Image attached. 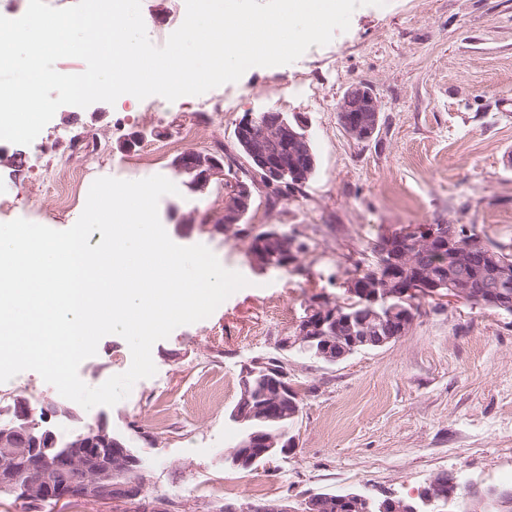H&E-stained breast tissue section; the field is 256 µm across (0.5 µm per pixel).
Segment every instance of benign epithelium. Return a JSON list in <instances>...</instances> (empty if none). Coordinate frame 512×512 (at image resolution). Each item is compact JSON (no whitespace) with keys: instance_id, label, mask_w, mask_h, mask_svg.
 <instances>
[{"instance_id":"7a95c632","label":"benign epithelium","mask_w":512,"mask_h":512,"mask_svg":"<svg viewBox=\"0 0 512 512\" xmlns=\"http://www.w3.org/2000/svg\"><path fill=\"white\" fill-rule=\"evenodd\" d=\"M337 117L345 132L352 138L364 139L372 134L378 123L380 105L372 91L362 84L351 86L336 107ZM236 136L247 148L251 162L261 170L265 183L274 185L288 175V163L281 153L290 149L294 154L306 157L310 154L307 125L298 119L288 120L283 114L274 120L262 121L254 113L244 115L236 125ZM173 167L189 177L188 187L193 192L205 191L213 179L224 178V188L233 199L232 205L225 208L222 224L218 229L228 232L244 217L250 207L252 188L250 184L224 176V165L209 153L186 151L172 162ZM435 244L448 250L453 258L462 252L475 249L476 243L456 240L453 227L448 224H419L414 226L404 239L384 243L381 248L383 258L381 280L389 284L401 279L402 270L412 265L413 247ZM288 248V236L274 229L263 237L249 253L250 264L259 271L271 267V260L277 249ZM438 296L455 301L473 304L480 300L471 297L465 289L464 281L439 283L431 277L417 273L403 281L400 297L411 301L417 297ZM395 297L390 289L376 285L370 293L359 301L367 320L382 318L380 310L388 306L389 299ZM336 319V310L331 304L320 303L312 306L302 319V328L295 336H285L279 343V349L291 352L304 344L311 331H322L324 326ZM395 340L393 336H362L352 347L377 349ZM271 389L259 398V406L253 408L262 416L270 419L279 415L282 403L294 401L295 391L288 372L275 371L269 376ZM34 410L30 404L16 405L15 416L23 422V429L31 432L40 427L34 421ZM88 433L74 442L56 447L57 438L51 431L40 436H31V442L15 447L11 440L13 432L0 431V458L4 460L20 458L24 467L15 472L0 467V483L9 486L26 501L42 502L67 501L69 503L98 502L114 504L124 512H167L168 505L156 500L144 504L146 477L140 460L127 448L125 443L111 435L104 424L97 422L86 426ZM294 447V441L287 433L273 436L268 433L247 431L238 444L225 450L224 463L233 467L248 468L258 459L272 462L279 456L287 455ZM457 482V476L448 474V481L432 482L433 491L425 499V504L447 506V485ZM472 503L484 506L487 503L505 509L512 506V493L495 489L470 490ZM221 512H296V508L287 500L238 504L226 502Z\"/></svg>"}]
</instances>
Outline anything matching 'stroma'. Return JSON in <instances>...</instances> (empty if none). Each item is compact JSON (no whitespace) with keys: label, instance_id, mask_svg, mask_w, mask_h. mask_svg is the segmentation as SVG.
<instances>
[{"label":"stroma","instance_id":"1","mask_svg":"<svg viewBox=\"0 0 512 512\" xmlns=\"http://www.w3.org/2000/svg\"><path fill=\"white\" fill-rule=\"evenodd\" d=\"M155 46L179 26L185 0H141ZM355 84L381 105L378 134L361 142L338 122L336 106ZM301 116L317 158L300 193L279 201L258 187L244 229L213 232L224 214V182L191 192L172 161L185 151L223 150L233 176L248 178L234 129L248 112ZM87 135L78 150L73 132ZM35 145L0 141V223L17 218L66 230L85 196L61 209L47 174L62 165L89 179L161 175L159 218L171 240L202 244L249 284L207 319L176 328L152 347L154 376L116 405L84 409L50 425L62 435L104 421L142 461L146 495L176 512H214L232 500L299 502L308 494L357 490L375 499L417 500L430 480L454 472L467 485L503 487L512 472V315L463 302L424 299L405 336L327 364L300 354L288 367L300 395L291 428L295 451L271 467L225 465L240 435L229 413L242 367L276 355L315 299L342 300L356 265L380 239L415 224H464L512 252V0H388L352 14L348 31L311 46L295 62L253 67L234 83L146 107L136 98L60 107ZM194 219L187 234L177 218ZM296 232L309 249L296 268L259 272L252 235ZM127 342L104 336L79 367L91 387L124 373ZM224 398L201 408L210 385ZM61 402L34 371L0 384V422L17 395Z\"/></svg>","mask_w":512,"mask_h":512}]
</instances>
